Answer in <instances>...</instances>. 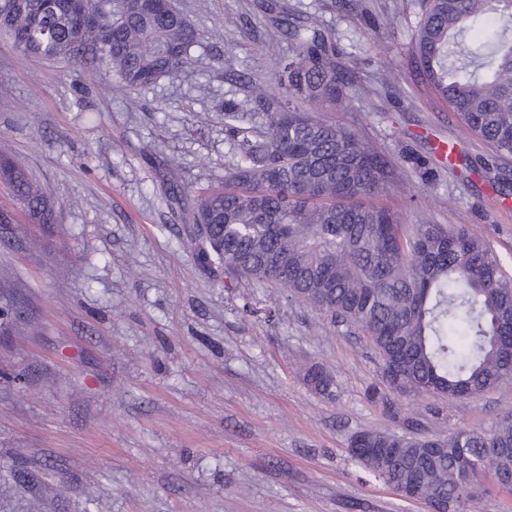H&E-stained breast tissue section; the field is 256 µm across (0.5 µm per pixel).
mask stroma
<instances>
[{"instance_id": "stroma-1", "label": "stroma", "mask_w": 512, "mask_h": 512, "mask_svg": "<svg viewBox=\"0 0 512 512\" xmlns=\"http://www.w3.org/2000/svg\"><path fill=\"white\" fill-rule=\"evenodd\" d=\"M260 0H178L200 43L182 80L132 89L73 59L0 41V153L51 194L53 224L0 241V289L26 304L0 335V512H428L347 452L360 430L444 437L512 417V377L472 399L387 391L358 327L234 281L194 258L186 200L224 180L226 100L266 82L290 45ZM320 16L357 89L323 118L371 141L394 169L383 204L410 224H459L512 271V160L469 133L410 51L425 0H287ZM470 168L448 170L438 141ZM181 173L180 191L166 181ZM335 380L319 395L302 371Z\"/></svg>"}]
</instances>
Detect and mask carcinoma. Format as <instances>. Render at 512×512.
<instances>
[{
  "label": "carcinoma",
  "mask_w": 512,
  "mask_h": 512,
  "mask_svg": "<svg viewBox=\"0 0 512 512\" xmlns=\"http://www.w3.org/2000/svg\"><path fill=\"white\" fill-rule=\"evenodd\" d=\"M265 10L292 52L275 64L278 91L249 81L242 103H224L234 140L224 186L194 202L196 259L361 328L382 358V379L399 393L459 399L480 396L512 376V274L490 241L447 224H405L363 198L391 190L388 162L355 133L308 111L343 106L351 79L336 64V44L320 18L268 0ZM0 34L26 54H87L93 65L130 88L175 81L192 64L199 34L175 0L120 6L109 24L78 30L67 0H0ZM414 59L436 93L473 136L501 160L512 158V0H428ZM261 112L264 127L239 126ZM0 179L29 220L53 224L54 205L24 164L0 157ZM18 299L0 298L9 331ZM328 394L334 380L314 364L303 375ZM350 457L401 493L448 500L475 512L484 473L512 478V418L486 432L446 438L362 430Z\"/></svg>",
  "instance_id": "1"
}]
</instances>
